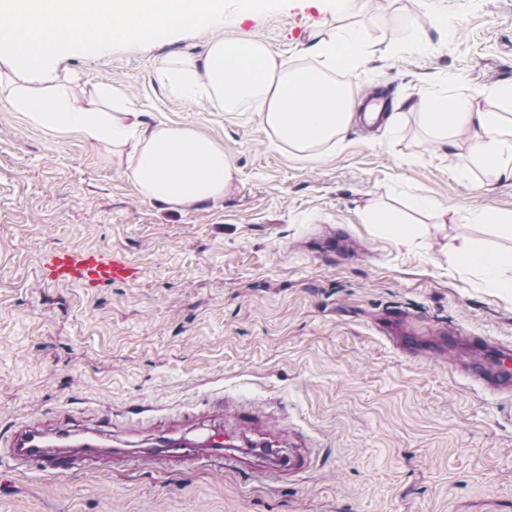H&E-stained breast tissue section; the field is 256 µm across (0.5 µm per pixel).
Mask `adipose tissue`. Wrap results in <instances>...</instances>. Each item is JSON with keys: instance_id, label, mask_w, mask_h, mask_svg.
<instances>
[{"instance_id": "ef3b65f1", "label": "adipose tissue", "mask_w": 512, "mask_h": 512, "mask_svg": "<svg viewBox=\"0 0 512 512\" xmlns=\"http://www.w3.org/2000/svg\"><path fill=\"white\" fill-rule=\"evenodd\" d=\"M8 26L0 27V62L19 81L13 107L55 133L76 132L88 141L128 147L131 177L139 192L176 207L216 200L233 178L223 148L196 133L165 125L144 129L139 113L111 119L72 95L47 60L61 46L82 50L111 42L145 41L172 30H198L224 19V0H6ZM364 33L345 28L316 43V66L278 69L266 46L254 39L216 40L205 57L165 64L160 79L176 94H208L214 105L235 111L257 103L277 144L314 161L316 150L342 143L351 114L344 88L333 72L352 71L364 51ZM34 57L22 63L21 55ZM428 127L442 145L449 132L472 128L476 151L498 178L512 180V121L498 112H474L464 92L425 100ZM458 267L475 273L485 287L512 296V250L459 248Z\"/></svg>"}]
</instances>
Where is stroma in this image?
<instances>
[{
    "instance_id": "obj_1",
    "label": "stroma",
    "mask_w": 512,
    "mask_h": 512,
    "mask_svg": "<svg viewBox=\"0 0 512 512\" xmlns=\"http://www.w3.org/2000/svg\"><path fill=\"white\" fill-rule=\"evenodd\" d=\"M232 23L141 42L62 48L51 63L73 92L119 93L114 112L145 127L187 129L220 145L234 169L223 199L173 210L139 194L109 142L54 134L0 97V430L34 417L82 429L111 415L143 447L177 425L194 436L211 394L246 399L268 429L307 442L314 461L265 484L214 466L159 471L123 455L60 476L15 467L0 444V512H512V399L470 381L468 346L512 347V298L452 265L455 247L504 250L473 213L512 212L456 130V150L428 132L422 97L467 88L472 110L512 117L495 88L512 84V0H258ZM349 24L365 51L346 76L350 108L379 90L397 125L352 119L310 162L276 145L254 104L227 112L173 94L169 60L211 41L258 37L285 68L315 64V39ZM416 196L436 203L398 244L369 208ZM123 252L136 280L94 288L45 281V253ZM150 419L128 422V405Z\"/></svg>"
}]
</instances>
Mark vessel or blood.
Returning a JSON list of instances; mask_svg holds the SVG:
<instances>
[{
	"instance_id": "1",
	"label": "vessel or blood",
	"mask_w": 512,
	"mask_h": 512,
	"mask_svg": "<svg viewBox=\"0 0 512 512\" xmlns=\"http://www.w3.org/2000/svg\"><path fill=\"white\" fill-rule=\"evenodd\" d=\"M51 282L61 285L94 287L105 283L127 282L136 278L137 268L120 253L105 257L87 249L60 250L49 254L43 265ZM477 348L490 352L498 361L496 369L475 363L470 367L473 382L487 384L502 395L512 394V349L490 343L483 337H470ZM228 424L207 428L193 439H175L170 433L157 435L149 461L154 466H169L174 462L198 465L199 448L211 449L225 470L249 478L282 480L307 470L312 465L309 452L283 445L279 439L256 434V417L247 404L231 401L226 405ZM112 438L111 422L102 419L92 428L76 432L66 428L49 429L30 421L10 426L0 433V441L10 448L19 467H36L51 475L70 472L83 461L91 465L111 462L104 447Z\"/></svg>"
}]
</instances>
